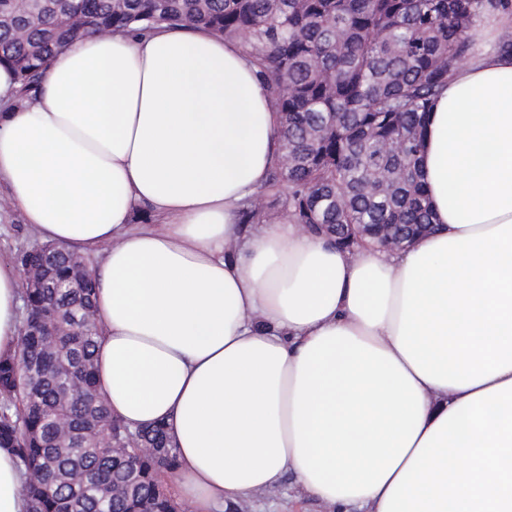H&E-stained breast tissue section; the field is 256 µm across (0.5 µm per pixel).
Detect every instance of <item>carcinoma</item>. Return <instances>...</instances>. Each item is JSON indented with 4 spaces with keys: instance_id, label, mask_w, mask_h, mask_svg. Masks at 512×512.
I'll list each match as a JSON object with an SVG mask.
<instances>
[{
    "instance_id": "1",
    "label": "carcinoma",
    "mask_w": 512,
    "mask_h": 512,
    "mask_svg": "<svg viewBox=\"0 0 512 512\" xmlns=\"http://www.w3.org/2000/svg\"><path fill=\"white\" fill-rule=\"evenodd\" d=\"M512 0H0V64L31 100L72 38L133 25L198 26L242 43L275 101L281 159L240 211L273 220L288 200L295 224H430L420 165L427 112L470 44L467 32ZM76 258L50 264L61 284L28 292L26 320L66 326L59 351L21 331L0 358V446L27 479L30 512H174L162 477L177 450L156 425L128 439L96 392L94 276L70 288Z\"/></svg>"
}]
</instances>
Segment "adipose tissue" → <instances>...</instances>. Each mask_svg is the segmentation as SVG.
I'll return each instance as SVG.
<instances>
[{
	"label": "adipose tissue",
	"instance_id": "adipose-tissue-1",
	"mask_svg": "<svg viewBox=\"0 0 512 512\" xmlns=\"http://www.w3.org/2000/svg\"><path fill=\"white\" fill-rule=\"evenodd\" d=\"M509 28L469 30L425 124L436 230L393 252L240 223L282 132L239 41L78 36L25 104L0 65V185L42 240L99 256L98 391L130 429L164 426L192 512L287 479L299 512H512ZM19 284L0 259V356ZM24 481L0 447V512H29Z\"/></svg>",
	"mask_w": 512,
	"mask_h": 512
}]
</instances>
